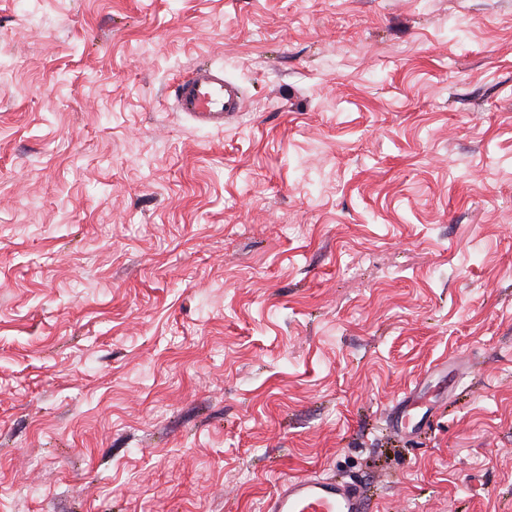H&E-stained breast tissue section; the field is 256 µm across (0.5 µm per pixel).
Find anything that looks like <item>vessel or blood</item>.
I'll return each instance as SVG.
<instances>
[{"mask_svg": "<svg viewBox=\"0 0 512 512\" xmlns=\"http://www.w3.org/2000/svg\"><path fill=\"white\" fill-rule=\"evenodd\" d=\"M173 106L199 126L223 130L226 123L245 109V96L234 82L225 79L222 69L207 63L194 65L180 74L172 86ZM418 398L406 392L388 413L398 429L412 420ZM264 512H368L366 495L353 481L303 475L280 483L265 501Z\"/></svg>", "mask_w": 512, "mask_h": 512, "instance_id": "vessel-or-blood-1", "label": "vessel or blood"}]
</instances>
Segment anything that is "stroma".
I'll list each match as a JSON object with an SVG mask.
<instances>
[{"mask_svg": "<svg viewBox=\"0 0 512 512\" xmlns=\"http://www.w3.org/2000/svg\"><path fill=\"white\" fill-rule=\"evenodd\" d=\"M311 474L512 512V0H0V512ZM173 106L201 127L221 131L245 109V96L223 69L198 63L180 74L172 86ZM418 397L414 391H408L388 413L389 420L400 432H404L412 420V411L418 406Z\"/></svg>", "mask_w": 512, "mask_h": 512, "instance_id": "obj_1", "label": "stroma"}]
</instances>
